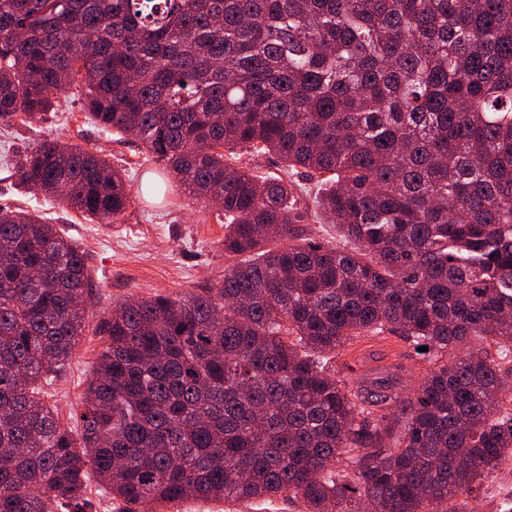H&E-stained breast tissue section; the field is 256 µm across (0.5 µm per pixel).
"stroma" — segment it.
I'll return each mask as SVG.
<instances>
[{"instance_id": "obj_1", "label": "stroma", "mask_w": 512, "mask_h": 512, "mask_svg": "<svg viewBox=\"0 0 512 512\" xmlns=\"http://www.w3.org/2000/svg\"><path fill=\"white\" fill-rule=\"evenodd\" d=\"M52 139L99 152L123 169L132 201L112 223H98L18 185L10 166L12 159ZM162 173L156 156L148 154L134 137L104 129L88 118L81 101L69 92L62 94L58 111L36 116L20 113L10 125L0 124V207L38 212L46 223L71 238L85 251L94 284V302L75 355L41 393L68 428L80 427L86 383L105 345L99 327L112 308L133 298H179L200 292L222 281L225 268L233 262L224 252L220 206L197 202L175 184L168 194L157 193ZM291 178L303 214L297 225L300 242L335 241V226L314 214V180L301 168L293 170ZM336 366L338 379L353 391L372 389L383 380L403 399L413 395L432 368L410 341L388 334L354 339L337 357ZM468 508L470 512H512V455L479 484ZM145 512H304V507L280 497L241 504L202 500L156 503L146 506Z\"/></svg>"}]
</instances>
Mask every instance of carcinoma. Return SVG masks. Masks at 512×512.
Masks as SVG:
<instances>
[{
    "mask_svg": "<svg viewBox=\"0 0 512 512\" xmlns=\"http://www.w3.org/2000/svg\"><path fill=\"white\" fill-rule=\"evenodd\" d=\"M70 90L219 202L239 260L215 288L112 310L75 433L38 382L74 354L86 256L0 209V512H86L91 476L119 512H465L512 454V0H0V121ZM243 151L327 176L336 242L276 245L297 236L293 185ZM14 176L102 224L130 202L75 144L42 143ZM382 333L434 362L406 400L331 371ZM471 338L499 358L445 361ZM244 166L253 171L259 172L258 174H265L268 176H283V165L280 159L274 154H265L262 156H253L249 152H244L240 159ZM143 512H304L301 502L280 498L259 499L244 503L188 500L179 503L147 505Z\"/></svg>",
    "mask_w": 512,
    "mask_h": 512,
    "instance_id": "cac0c4a2",
    "label": "carcinoma"
}]
</instances>
